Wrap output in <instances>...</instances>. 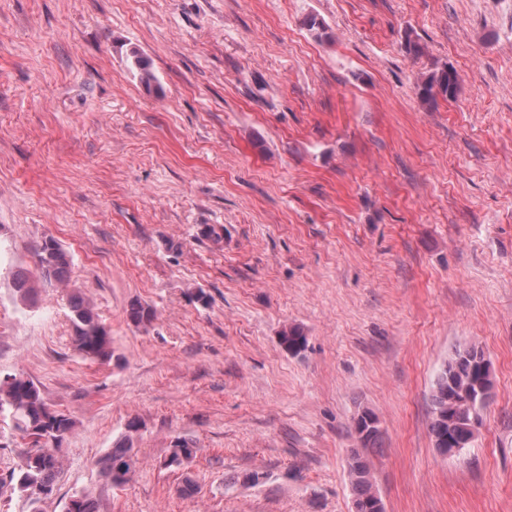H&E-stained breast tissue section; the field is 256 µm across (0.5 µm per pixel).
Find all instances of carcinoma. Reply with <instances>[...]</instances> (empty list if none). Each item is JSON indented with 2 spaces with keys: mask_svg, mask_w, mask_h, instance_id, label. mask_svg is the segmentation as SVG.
Listing matches in <instances>:
<instances>
[{
  "mask_svg": "<svg viewBox=\"0 0 512 512\" xmlns=\"http://www.w3.org/2000/svg\"><path fill=\"white\" fill-rule=\"evenodd\" d=\"M126 62L134 77L147 89L157 83L152 62L131 45L126 49ZM420 101L433 106L438 99H452L457 95L456 72L448 67L437 68L424 75L417 86ZM37 267L41 276L64 284L69 280L72 259L60 243L52 237L44 239L36 250ZM14 291L20 301L34 302L36 288L25 272H17L13 278ZM70 321L73 327V346L80 355L106 363L112 360V337L100 322L93 307L84 295L72 293L67 299ZM153 308L133 304L127 311L130 323L138 327L148 325L154 319ZM286 349L298 353L306 347L307 337L298 327H291L280 336ZM483 349L472 345L455 351L435 379L430 391L429 433L434 445L452 440L461 448H468L473 441L470 430L472 410L466 404L454 406L452 398L456 388L471 387L487 383L493 385L489 375L480 374ZM0 423L11 426L28 439V448L21 454L16 486L32 503L41 501L43 492H55L57 478L62 466L61 444L73 432L75 422L69 415L54 410L46 403L39 388L30 380L17 375L0 377ZM364 439L350 450L347 473L354 500L360 512H375V496L372 483L365 476L370 453L379 448L382 431L379 424L370 425L361 420ZM196 449L185 440L173 445L165 466L183 457H195ZM139 467V458L132 448L131 438L123 437L100 460V472L112 485L119 487L128 483ZM66 512H97L95 500L87 494L74 495L68 502Z\"/></svg>",
  "mask_w": 512,
  "mask_h": 512,
  "instance_id": "carcinoma-1",
  "label": "carcinoma"
}]
</instances>
